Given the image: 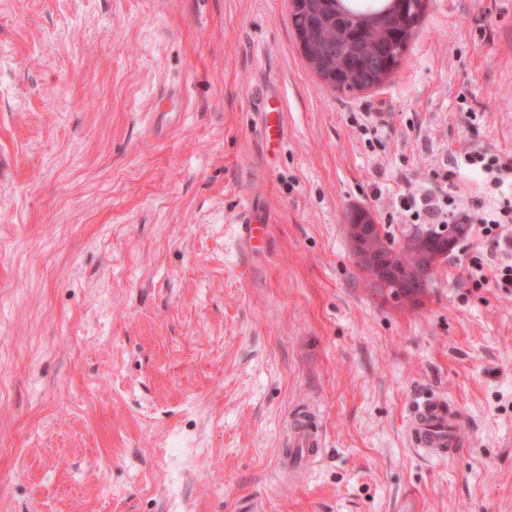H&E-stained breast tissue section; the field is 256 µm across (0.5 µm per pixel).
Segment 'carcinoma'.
<instances>
[{"mask_svg":"<svg viewBox=\"0 0 512 512\" xmlns=\"http://www.w3.org/2000/svg\"><path fill=\"white\" fill-rule=\"evenodd\" d=\"M363 9L357 0H324L314 15L293 13L295 30L316 27L323 45L342 58H354L368 72L355 83H368V76L391 64L397 67L392 42L413 35L421 17L420 0H371Z\"/></svg>","mask_w":512,"mask_h":512,"instance_id":"carcinoma-1","label":"carcinoma"}]
</instances>
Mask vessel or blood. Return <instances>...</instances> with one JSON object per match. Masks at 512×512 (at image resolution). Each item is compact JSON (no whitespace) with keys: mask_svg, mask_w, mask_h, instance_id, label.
Returning <instances> with one entry per match:
<instances>
[{"mask_svg":"<svg viewBox=\"0 0 512 512\" xmlns=\"http://www.w3.org/2000/svg\"><path fill=\"white\" fill-rule=\"evenodd\" d=\"M290 445L303 454L318 457L324 446L319 430V419L309 408H299L295 414ZM462 413L447 397L424 398L416 406L407 428L410 444L430 457L441 459L452 456L459 448L458 428Z\"/></svg>","mask_w":512,"mask_h":512,"instance_id":"1","label":"vessel or blood"}]
</instances>
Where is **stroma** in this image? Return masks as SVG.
Instances as JSON below:
<instances>
[{"instance_id":"1","label":"stroma","mask_w":512,"mask_h":512,"mask_svg":"<svg viewBox=\"0 0 512 512\" xmlns=\"http://www.w3.org/2000/svg\"><path fill=\"white\" fill-rule=\"evenodd\" d=\"M474 143L512 153V0H428L351 93L291 0H0V512H512V288L467 277L491 248L408 301L344 230L402 239L394 197ZM436 394L465 414L443 460L407 437ZM309 400L325 453L284 481ZM300 46L304 56L309 62L312 70L327 84H336V65L329 60L316 47L313 40H308V45L304 46L303 41L299 38ZM239 232L241 237L250 247H257L258 242H262L265 236V224H255L254 217L250 212H245L241 218Z\"/></svg>"}]
</instances>
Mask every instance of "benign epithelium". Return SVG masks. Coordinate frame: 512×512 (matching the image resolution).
<instances>
[{
  "label": "benign epithelium",
  "mask_w": 512,
  "mask_h": 512,
  "mask_svg": "<svg viewBox=\"0 0 512 512\" xmlns=\"http://www.w3.org/2000/svg\"><path fill=\"white\" fill-rule=\"evenodd\" d=\"M301 49L312 70L327 84H336L335 63L321 53L314 41H308V45ZM372 225L369 216H363L359 211L351 213L346 232L352 257L357 266L372 273L375 285L391 288L396 295L407 299H415L429 288L440 262L437 252L452 249L458 234L457 225L450 224L441 238L413 240L410 265L401 269L388 262V256L374 240Z\"/></svg>",
  "instance_id": "1"
}]
</instances>
